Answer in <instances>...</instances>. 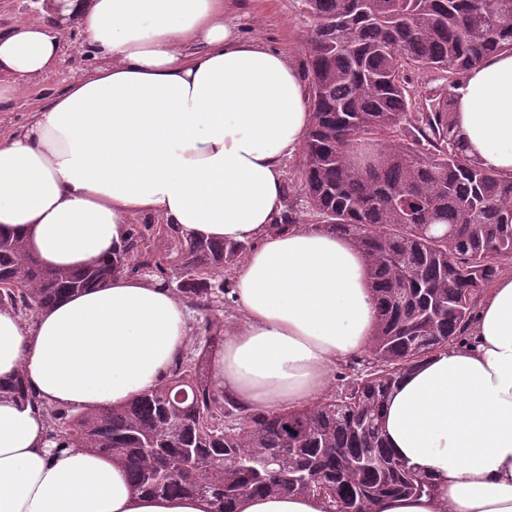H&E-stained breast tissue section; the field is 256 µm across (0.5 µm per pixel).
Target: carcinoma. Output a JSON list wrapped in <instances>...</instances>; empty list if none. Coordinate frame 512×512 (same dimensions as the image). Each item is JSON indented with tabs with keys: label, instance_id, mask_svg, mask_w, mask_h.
Segmentation results:
<instances>
[{
	"label": "carcinoma",
	"instance_id": "cac0c4a2",
	"mask_svg": "<svg viewBox=\"0 0 512 512\" xmlns=\"http://www.w3.org/2000/svg\"><path fill=\"white\" fill-rule=\"evenodd\" d=\"M313 122L301 171L308 207L366 263L377 320L366 353L342 366L336 392L298 409L246 413L221 399L211 317L224 269L251 245L186 241L173 224H131L122 249L78 270L47 269L20 238H0V310L21 319L59 299L149 276L204 316L193 350L154 388L110 409L46 407L47 442L69 439L120 464L133 487L208 499L236 512L252 495L317 496L326 512H373L390 495L431 484L387 447L382 410L404 373L465 340L478 298L512 260V172L484 166L455 133V90L485 56L512 50V0H304ZM434 70L442 88L409 111L407 72ZM155 241L165 248L157 252ZM182 272L173 281L169 264ZM32 401L22 374L0 398ZM69 421V427L61 420ZM243 465L224 470L217 458ZM166 469L163 484L152 473Z\"/></svg>",
	"mask_w": 512,
	"mask_h": 512
}]
</instances>
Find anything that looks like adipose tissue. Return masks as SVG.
Returning a JSON list of instances; mask_svg holds the SVG:
<instances>
[{
    "instance_id": "ef3b65f1",
    "label": "adipose tissue",
    "mask_w": 512,
    "mask_h": 512,
    "mask_svg": "<svg viewBox=\"0 0 512 512\" xmlns=\"http://www.w3.org/2000/svg\"><path fill=\"white\" fill-rule=\"evenodd\" d=\"M230 0H67L95 62L21 131L0 138V236L80 269L120 248L131 221L183 239L251 242L235 270L242 324L212 365L248 413L319 399L368 346L376 309L364 260L326 231L276 230L283 161L313 114L299 69L242 39ZM62 44L44 21L0 33V112L52 75ZM471 155L512 170V53L485 57L455 91ZM185 304L143 277L66 296L25 326L0 312V381L23 373L39 403L0 400V512H210L207 499L136 491L122 467L78 447L51 453L43 405L108 409L152 389L189 342ZM469 338L426 358L387 401L390 449L428 495L374 512H512V270L476 305ZM238 512H325L312 496H248Z\"/></svg>"
}]
</instances>
